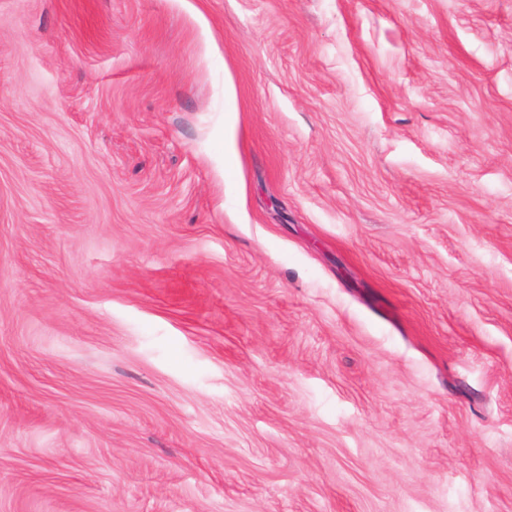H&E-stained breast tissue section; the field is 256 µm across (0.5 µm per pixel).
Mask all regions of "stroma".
<instances>
[{
	"instance_id": "stroma-1",
	"label": "stroma",
	"mask_w": 512,
	"mask_h": 512,
	"mask_svg": "<svg viewBox=\"0 0 512 512\" xmlns=\"http://www.w3.org/2000/svg\"><path fill=\"white\" fill-rule=\"evenodd\" d=\"M0 512H512V0H0Z\"/></svg>"
}]
</instances>
